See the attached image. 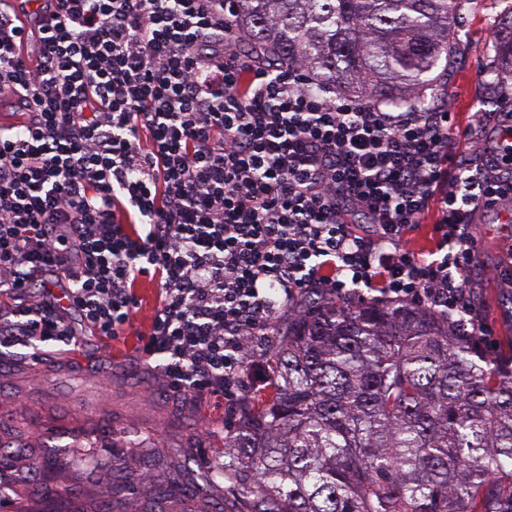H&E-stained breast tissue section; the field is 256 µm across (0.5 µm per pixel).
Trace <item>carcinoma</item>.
<instances>
[{"label":"carcinoma","mask_w":512,"mask_h":512,"mask_svg":"<svg viewBox=\"0 0 512 512\" xmlns=\"http://www.w3.org/2000/svg\"><path fill=\"white\" fill-rule=\"evenodd\" d=\"M233 43L361 101L420 106L460 0H229ZM488 82L512 72V7ZM224 433L253 512H512V370L407 303L314 296Z\"/></svg>","instance_id":"carcinoma-1"}]
</instances>
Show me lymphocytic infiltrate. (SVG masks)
Segmentation results:
<instances>
[{
    "mask_svg": "<svg viewBox=\"0 0 512 512\" xmlns=\"http://www.w3.org/2000/svg\"><path fill=\"white\" fill-rule=\"evenodd\" d=\"M34 64L0 0V96L33 101L0 127V355L104 344L132 329L174 396L244 398L249 345L304 296L403 302L464 339L472 226L512 220V86L455 121L450 98L386 108L314 85L304 66L232 47L224 0H42ZM431 223L428 247L410 235ZM137 293L142 300V309L134 321V327L144 330L143 321L149 316L153 301L156 295V286L154 282L147 278H141L137 285Z\"/></svg>",
    "mask_w": 512,
    "mask_h": 512,
    "instance_id": "obj_1",
    "label": "lymphocytic infiltrate"
}]
</instances>
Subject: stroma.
<instances>
[{
	"mask_svg": "<svg viewBox=\"0 0 512 512\" xmlns=\"http://www.w3.org/2000/svg\"><path fill=\"white\" fill-rule=\"evenodd\" d=\"M500 0H462L455 21L457 50L445 86L455 102V120L466 124L471 108L495 109L496 91L481 73L492 63ZM479 266L477 299L489 313L500 353L512 350V289L496 270L512 264V226L493 210L476 215ZM137 339L122 337L104 349L96 337L82 338L78 353L47 354L39 366L13 357V378L0 387V418L9 421L6 458L17 512H251L252 502L224 480L214 464L224 458V429L238 418L239 405L176 401L142 361ZM108 406L112 440L97 442L94 424L80 441L35 434L38 422L58 421ZM38 471L28 472L31 459ZM179 482L177 497L155 491L159 471ZM141 475L127 484L124 474Z\"/></svg>",
	"mask_w": 512,
	"mask_h": 512,
	"instance_id": "1",
	"label": "stroma"
}]
</instances>
